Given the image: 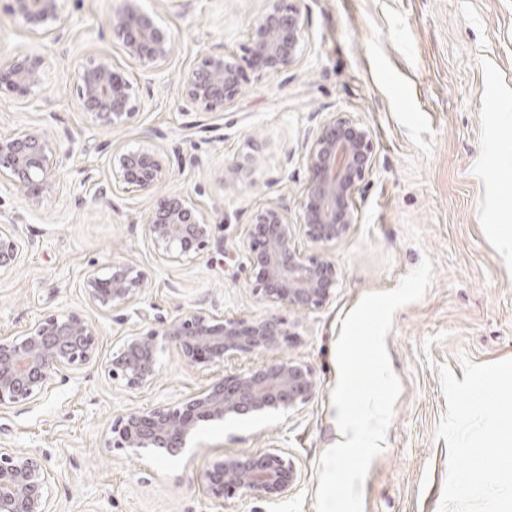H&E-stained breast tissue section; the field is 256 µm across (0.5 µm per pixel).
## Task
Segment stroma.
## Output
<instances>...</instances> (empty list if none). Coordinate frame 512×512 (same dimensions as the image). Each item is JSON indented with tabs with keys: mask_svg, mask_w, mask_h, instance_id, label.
<instances>
[{
	"mask_svg": "<svg viewBox=\"0 0 512 512\" xmlns=\"http://www.w3.org/2000/svg\"><path fill=\"white\" fill-rule=\"evenodd\" d=\"M303 26L296 63L249 73L221 115L197 113L182 96L185 76L213 53L243 57L249 29L269 0H139L173 40L154 68L130 60L108 23L121 0H60L58 35L31 32L0 0V65L43 58L42 82L25 96L0 89V136L48 131L60 166L54 189L31 205L0 190V216H21L19 264L0 275V336H16L60 311L81 314L98 333L96 360L56 379L38 402L0 411V448L36 451L54 474L61 512H265L250 497L215 501L202 479L220 454L250 453L277 439L302 477L278 512H316L320 455L339 442L332 404L342 321L372 292L394 289L430 257L433 277L400 308L385 338L401 394L385 449L363 488V512H500L496 449L481 458L471 436L512 398V0H294ZM109 61L130 83L136 110L124 125L94 126L79 105L77 73ZM331 112L369 126L373 168L355 199L358 222L329 244L336 294L298 322L299 343L281 357L307 363L317 391L300 409L254 420L206 423L200 448L139 465L105 446L118 415L173 404L219 370L187 365L174 346L159 355L145 389L112 385L104 364L129 334L160 328L191 308L225 316L278 314L240 271L253 212L283 202L293 223L309 179V133ZM149 147L169 164L150 193L95 197L113 151ZM248 175L224 182L227 167ZM81 186L83 204L69 193ZM196 201L224 230V248L194 262L158 259L144 225L162 197ZM136 266L146 288L128 307L102 312L86 299L89 272ZM486 396H476V389Z\"/></svg>",
	"mask_w": 512,
	"mask_h": 512,
	"instance_id": "stroma-1",
	"label": "stroma"
}]
</instances>
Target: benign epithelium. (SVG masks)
I'll return each mask as SVG.
<instances>
[{"mask_svg": "<svg viewBox=\"0 0 512 512\" xmlns=\"http://www.w3.org/2000/svg\"><path fill=\"white\" fill-rule=\"evenodd\" d=\"M10 10L34 31L57 32L59 0H9ZM127 56L143 67L165 61L173 50L169 31L125 0L112 21ZM303 38L300 10L287 0L271 8L250 27L244 64L222 54L204 57L186 78L185 101L205 112H221L247 80V71L277 75L295 62ZM43 60L19 56L0 66V87L22 96L41 81ZM79 101L98 127H117L133 115L127 80L105 61L78 72ZM374 142L370 128L348 112H332L312 134L307 153L310 177L295 224L288 206L271 203L251 218L248 242L249 281L268 303L295 313L325 305L338 284L336 265L323 252L299 248L297 236L327 245L345 238L357 217L353 201L372 169ZM57 165L56 146L41 128L0 137V185L25 192L34 205L51 183ZM164 157L148 147L117 150L109 174L96 182V196L106 202L120 193L150 192L167 177ZM145 237L164 262L190 263L209 247L213 224L198 204L185 196L159 201L145 224ZM17 223L0 224V273L13 269L22 256ZM145 285L141 270L113 263L92 271L83 290L96 308L112 309L135 301ZM301 341L297 324L277 315L262 318L217 315L189 309L157 329L127 336L105 364L108 380L138 390L153 382L158 355L176 346L190 365L225 367L244 355L275 352ZM96 329L79 313L65 311L31 325L23 334L0 337V409L45 397L58 372L78 370L97 356ZM311 368L296 359L277 358L248 368L224 371L208 386L171 404L131 410L112 421L107 447L128 448L145 459L177 454L189 447L200 424L240 416L264 417L297 410L315 394ZM54 475L32 451L0 448V512H57L50 495ZM215 499L254 497L276 507L295 490L301 471L273 440L255 454L219 455L203 474Z\"/></svg>", "mask_w": 512, "mask_h": 512, "instance_id": "7a95c632", "label": "benign epithelium"}]
</instances>
